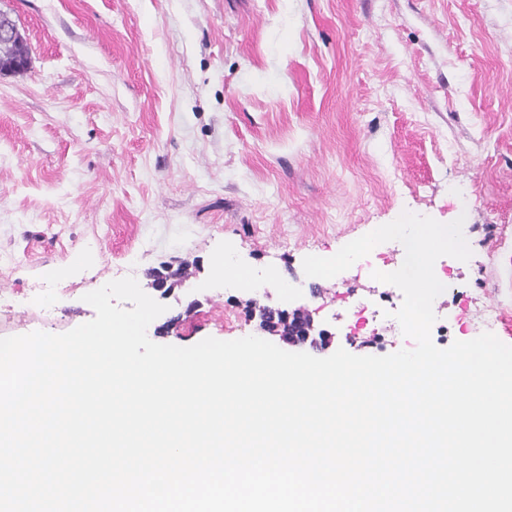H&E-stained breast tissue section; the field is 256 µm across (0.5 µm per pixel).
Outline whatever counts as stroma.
<instances>
[{
	"instance_id": "1",
	"label": "stroma",
	"mask_w": 512,
	"mask_h": 512,
	"mask_svg": "<svg viewBox=\"0 0 512 512\" xmlns=\"http://www.w3.org/2000/svg\"><path fill=\"white\" fill-rule=\"evenodd\" d=\"M31 64L0 74V337L67 332L127 276L175 323L158 344L253 335L365 356L335 279L303 260L409 211L463 219L449 341L500 309L512 345V0H0ZM231 256L256 295L218 278ZM53 289L57 308L16 302ZM328 330L296 345L252 300Z\"/></svg>"
}]
</instances>
